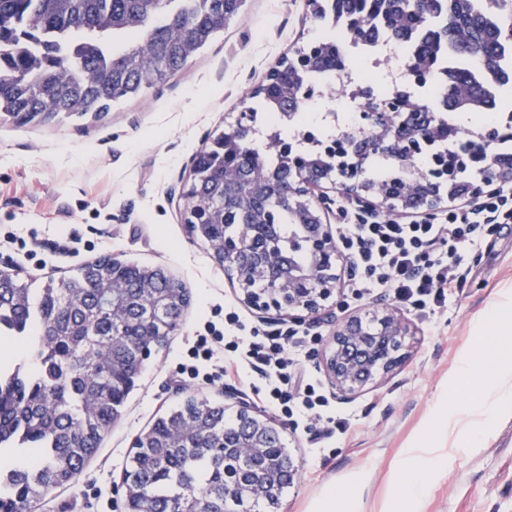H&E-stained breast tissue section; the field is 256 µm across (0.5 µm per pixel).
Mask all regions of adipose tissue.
<instances>
[{
    "label": "adipose tissue",
    "mask_w": 512,
    "mask_h": 512,
    "mask_svg": "<svg viewBox=\"0 0 512 512\" xmlns=\"http://www.w3.org/2000/svg\"><path fill=\"white\" fill-rule=\"evenodd\" d=\"M474 328L485 342L466 358L462 371L479 402L462 428L482 433L497 421L512 419V305H497Z\"/></svg>",
    "instance_id": "ef3b65f1"
}]
</instances>
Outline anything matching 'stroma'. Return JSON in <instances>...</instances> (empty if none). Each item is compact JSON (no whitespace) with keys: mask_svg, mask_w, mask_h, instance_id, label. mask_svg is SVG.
Instances as JSON below:
<instances>
[{"mask_svg":"<svg viewBox=\"0 0 512 512\" xmlns=\"http://www.w3.org/2000/svg\"><path fill=\"white\" fill-rule=\"evenodd\" d=\"M307 0H245L240 16L168 82L97 115L61 114L22 124L0 113V260L38 285L101 255L159 266L192 300L165 347L152 349L119 418L71 485L50 491L30 512H126L123 474L135 439L154 420L192 397L223 403L228 389L268 415L263 381L245 372L218 381L178 373L208 324L225 335V309L246 329L288 330L275 314L244 305L208 245L192 235L182 197L193 158L240 112L271 69L318 34ZM470 273L448 296V308L424 321L407 318L412 352L380 385L339 396L321 355L338 322L370 306L391 304L378 291L355 302L335 295L327 320H302L317 336L305 366L328 412L351 420L348 431L320 422L324 437L284 426L283 442L300 462L299 478L274 512H397L400 466L412 448L439 449L438 467L422 472L427 493L419 512H512V421L483 441L456 430L440 442L442 415L471 408L476 396L459 369L478 338L474 322L512 299V224L466 260Z\"/></svg>","mask_w":512,"mask_h":512,"instance_id":"35a3bbf8","label":"stroma"}]
</instances>
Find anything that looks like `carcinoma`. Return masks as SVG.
Here are the masks:
<instances>
[{
  "mask_svg": "<svg viewBox=\"0 0 512 512\" xmlns=\"http://www.w3.org/2000/svg\"><path fill=\"white\" fill-rule=\"evenodd\" d=\"M245 0H0V112L25 121L59 113L103 112L168 81L209 45L240 13ZM315 18L341 30L312 40L285 59L249 108L258 114L302 111L310 75L350 65L343 40L372 41L383 35L410 52L405 64L416 77L443 70V48L478 61L501 87L512 84L504 69L512 41L500 36L512 24V0H314ZM46 33L91 43L75 58L45 44L35 54L21 40L42 42ZM442 87L444 105L463 114L495 112L493 92L472 70L450 66ZM418 143L448 139V121L433 117ZM256 129L230 128L197 155L187 223L201 225L208 244L248 234L246 224H279L283 246L300 228L280 197L295 176L288 152L269 163L253 148ZM404 146L382 152L351 142L348 154L329 159L314 145L300 156L325 176L345 172L356 159H391L397 174L383 180L405 199ZM512 173V152L492 155L491 173ZM189 292L159 268L130 264L113 276L112 257H98L33 293L15 278L0 280V336L31 342V363L8 364L19 382L0 389V448H28L29 462L0 478V512H28L31 502L70 485L97 451L102 433L120 408L144 349L164 345L190 306ZM238 423L224 406L189 399L158 417L134 443L127 469L128 512H272L290 486L288 469L256 455L242 465L224 448ZM259 481L276 495L232 501L225 488Z\"/></svg>",
  "mask_w": 512,
  "mask_h": 512,
  "instance_id": "obj_1",
  "label": "carcinoma"
}]
</instances>
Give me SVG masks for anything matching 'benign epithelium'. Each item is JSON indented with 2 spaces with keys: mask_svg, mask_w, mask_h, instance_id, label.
I'll return each mask as SVG.
<instances>
[{
  "mask_svg": "<svg viewBox=\"0 0 512 512\" xmlns=\"http://www.w3.org/2000/svg\"><path fill=\"white\" fill-rule=\"evenodd\" d=\"M362 126L372 131L376 146H383L396 133L387 112L362 113ZM326 182L311 170L301 173L288 187V204L300 215L316 220L303 225V248L288 255L277 247L278 226L250 224L252 238L247 243L224 241V274L240 288L244 303L261 313L275 312L284 320L317 319L325 313L333 293L340 289L343 267L339 247L322 202L314 189ZM339 190L379 214H400L405 210H429L440 199L429 194L418 204L398 208L395 198L380 184H372L353 172L339 176ZM250 279L263 280L267 288L254 293L243 288ZM410 348L408 322L392 307H376L363 315H353L336 325L324 358V366L336 392L352 397L375 386L398 368ZM233 401L235 417L248 425L247 433L226 448H265L271 436L279 434L274 420L256 413L241 392L226 393Z\"/></svg>",
  "mask_w": 512,
  "mask_h": 512,
  "instance_id": "benign-epithelium-1",
  "label": "benign epithelium"
}]
</instances>
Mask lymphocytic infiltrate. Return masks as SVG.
Masks as SVG:
<instances>
[{"instance_id":"f902f5d3","label":"lymphocytic infiltrate","mask_w":512,"mask_h":512,"mask_svg":"<svg viewBox=\"0 0 512 512\" xmlns=\"http://www.w3.org/2000/svg\"><path fill=\"white\" fill-rule=\"evenodd\" d=\"M336 238L343 258L362 270L351 283L353 299L382 290L400 305L423 314L448 306L450 289L468 276V254L478 252L486 238L512 224V180L491 183L481 194L452 199L438 213L395 217L369 213L346 198L336 205ZM313 336L273 331H253L225 342L233 361L215 365L216 339L198 336L182 372L198 376L203 363L214 364V377L248 367L265 383V398L286 419L302 413L322 420L325 398L309 382L301 360Z\"/></svg>"}]
</instances>
